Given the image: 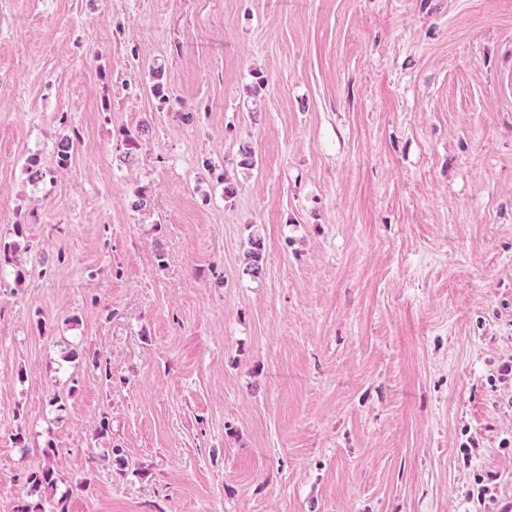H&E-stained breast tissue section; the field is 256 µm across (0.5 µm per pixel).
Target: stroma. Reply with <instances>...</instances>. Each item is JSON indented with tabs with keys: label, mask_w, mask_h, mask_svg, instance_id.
<instances>
[{
	"label": "stroma",
	"mask_w": 512,
	"mask_h": 512,
	"mask_svg": "<svg viewBox=\"0 0 512 512\" xmlns=\"http://www.w3.org/2000/svg\"><path fill=\"white\" fill-rule=\"evenodd\" d=\"M0 238V512L512 500V0H0ZM263 241L259 235L249 238V248L246 251L247 271L252 276L260 275L263 271ZM54 455L45 454L44 465L26 477V483L30 486V493L53 492L56 487ZM43 490V491H42Z\"/></svg>",
	"instance_id": "35a3bbf8"
}]
</instances>
